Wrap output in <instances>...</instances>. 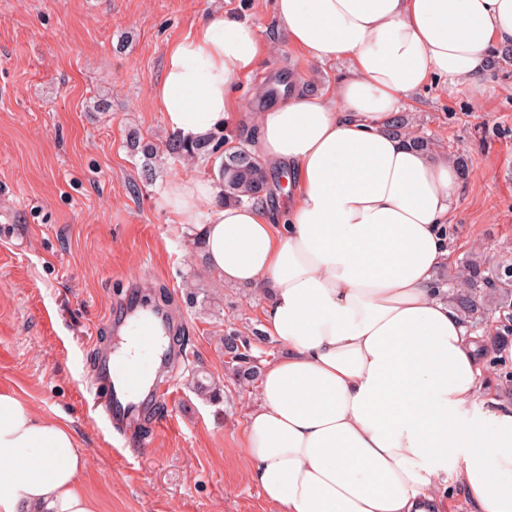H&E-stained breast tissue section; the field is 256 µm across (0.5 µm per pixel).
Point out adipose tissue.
<instances>
[{"mask_svg":"<svg viewBox=\"0 0 512 512\" xmlns=\"http://www.w3.org/2000/svg\"><path fill=\"white\" fill-rule=\"evenodd\" d=\"M289 43L347 68L330 95L297 90L255 115L252 150L292 202L225 200L176 178L164 198L218 282L267 297V362L241 440L276 512H512V402L478 336L443 299L458 200L450 160L391 124L431 80L480 79L512 47V0H274ZM269 53L215 14L166 51L155 105L185 141L223 129ZM207 221L195 223L196 214ZM73 430L0 390V512H100Z\"/></svg>","mask_w":512,"mask_h":512,"instance_id":"1","label":"adipose tissue"}]
</instances>
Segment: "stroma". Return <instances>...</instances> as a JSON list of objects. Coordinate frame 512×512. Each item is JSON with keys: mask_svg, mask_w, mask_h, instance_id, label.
<instances>
[{"mask_svg": "<svg viewBox=\"0 0 512 512\" xmlns=\"http://www.w3.org/2000/svg\"><path fill=\"white\" fill-rule=\"evenodd\" d=\"M214 13L248 21L271 52L240 84L235 120L189 157L170 150L153 89L168 46ZM342 70L289 44L274 0H0V390L69 421L102 512H273L240 446L257 391L236 384L220 342L260 330L266 298L212 278L162 194L177 177L215 178V156L248 142L280 75L322 96ZM481 83H430L404 111L435 155L468 163L448 287L465 260L512 259V50ZM136 281L164 295L183 357L173 401L155 409L166 424H144L118 453L82 382L116 343L108 315Z\"/></svg>", "mask_w": 512, "mask_h": 512, "instance_id": "1", "label": "stroma"}]
</instances>
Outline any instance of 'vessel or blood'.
<instances>
[{
	"label": "vessel or blood",
	"mask_w": 512,
	"mask_h": 512,
	"mask_svg": "<svg viewBox=\"0 0 512 512\" xmlns=\"http://www.w3.org/2000/svg\"><path fill=\"white\" fill-rule=\"evenodd\" d=\"M171 323L168 311L140 299L114 318L115 327L125 328L144 350H158L160 335ZM159 352L158 360L146 366L113 351L100 356L92 383L104 386L105 391L96 399L95 408L109 428L119 431L134 426L151 407L173 400L175 355L167 350Z\"/></svg>",
	"instance_id": "b4317fda"
}]
</instances>
